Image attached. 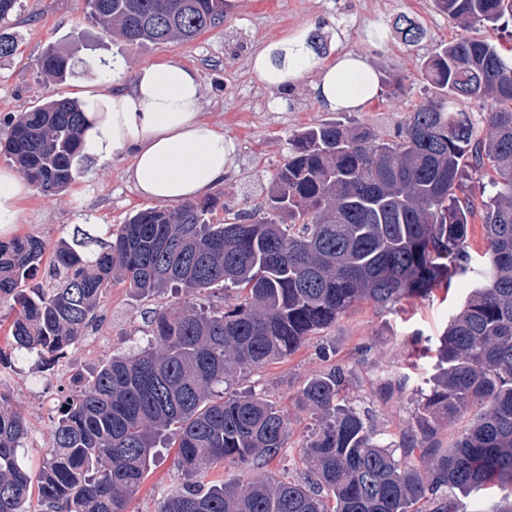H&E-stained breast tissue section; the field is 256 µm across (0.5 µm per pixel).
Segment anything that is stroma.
Segmentation results:
<instances>
[{
    "instance_id": "35a3bbf8",
    "label": "stroma",
    "mask_w": 512,
    "mask_h": 512,
    "mask_svg": "<svg viewBox=\"0 0 512 512\" xmlns=\"http://www.w3.org/2000/svg\"><path fill=\"white\" fill-rule=\"evenodd\" d=\"M84 11L83 0H20L15 14L0 25V31L16 44L13 55L0 57V143L10 134L11 116L43 104L50 96L81 100L95 92L104 79L100 59L120 58L129 73L171 59L197 70L204 112L237 144L236 170L217 188L222 202L235 211L260 205L288 153L289 137L305 127L341 121L370 125L386 137L394 135L405 114L429 90L424 73L428 53L459 32L433 0H230L223 24L194 41L137 47L102 35ZM403 14L425 32L417 45H406L395 29L396 19ZM299 30L321 34V60L336 59L343 52L366 56L380 81L401 79L403 93L397 97L379 93L354 112L325 109L304 82L275 97L253 72L251 58L262 46L281 44ZM50 46L76 60L72 73L59 84L36 67ZM128 165V158L121 155L106 162L89 157L61 195L31 192L22 203L16 235L37 236L51 249L60 239L71 237L75 226L125 223L151 205L135 191L127 176ZM485 249V231L477 216L468 228L472 271L453 278L449 288L391 308L361 304L288 358L258 370L231 373L221 392L261 393L279 403L288 419L287 446L264 467V474L306 477L311 463L302 448L313 432L315 417L297 404L295 396L305 381L333 367L343 369L349 401L368 410L373 427L385 441L398 442L409 434L435 363L433 351L413 346L412 337L418 334L434 340L440 336L477 282ZM176 300L171 290L140 297L123 285H114L100 304L92 330L100 338L95 354H88L86 343H79L58 372L46 370L32 357L13 361L0 390L11 394L29 424L27 462L34 465L42 457L71 377L89 372L112 354L145 345L151 312ZM323 346L334 348L335 356L322 359L318 350ZM175 456V449H159L147 478L129 496L126 512H157L163 498L181 488L185 477Z\"/></svg>"
}]
</instances>
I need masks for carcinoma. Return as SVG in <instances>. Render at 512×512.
<instances>
[{
	"label": "carcinoma",
	"mask_w": 512,
	"mask_h": 512,
	"mask_svg": "<svg viewBox=\"0 0 512 512\" xmlns=\"http://www.w3.org/2000/svg\"><path fill=\"white\" fill-rule=\"evenodd\" d=\"M454 23L503 29L512 0H434ZM105 35L130 45L193 41L222 24L226 0H85ZM36 66L63 82L75 61L50 47ZM432 92L390 139L364 124L309 126L261 206L215 219L220 197L173 210H142L100 236L78 227L45 258L33 235L0 241V298L19 313V355L47 359L77 345L98 321L116 283L140 295L175 286L185 300L154 312L153 339L74 377L31 472L20 449L26 420L0 392V512H125L165 445L188 477L157 512H468L465 499L502 492L491 512H512V59L487 39L462 34L425 63ZM483 104L477 135L463 100ZM85 117L79 102L53 96L18 115L0 147L39 192L52 197L79 172ZM482 201L488 260L479 282L439 338L438 373L409 441L383 444L369 417L340 398L344 373L307 380L298 402L317 425L303 448L302 480L253 475L205 480L228 460L250 472L279 455L288 420L250 392L215 394L234 368L285 359L363 303L394 307L465 276L474 204L469 174L487 171ZM48 264L49 287L21 289ZM238 290L222 307L199 303L209 288ZM468 426L442 446L440 427Z\"/></svg>",
	"instance_id": "obj_1"
}]
</instances>
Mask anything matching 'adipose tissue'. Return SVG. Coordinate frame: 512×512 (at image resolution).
I'll return each mask as SVG.
<instances>
[{"instance_id":"ef3b65f1","label":"adipose tissue","mask_w":512,"mask_h":512,"mask_svg":"<svg viewBox=\"0 0 512 512\" xmlns=\"http://www.w3.org/2000/svg\"><path fill=\"white\" fill-rule=\"evenodd\" d=\"M306 36L288 38V63L274 69L267 51L252 58V69L267 84L290 90L306 75L328 108L355 110L375 97L379 85L363 57L345 54L330 63H309ZM198 72L174 61L144 65L126 73L112 61V83L85 98L82 148L86 155L108 160L128 156V177L143 198L183 204L222 185L230 175L236 151L233 140L202 110ZM29 184L13 169L0 168V236L21 220V203Z\"/></svg>"}]
</instances>
